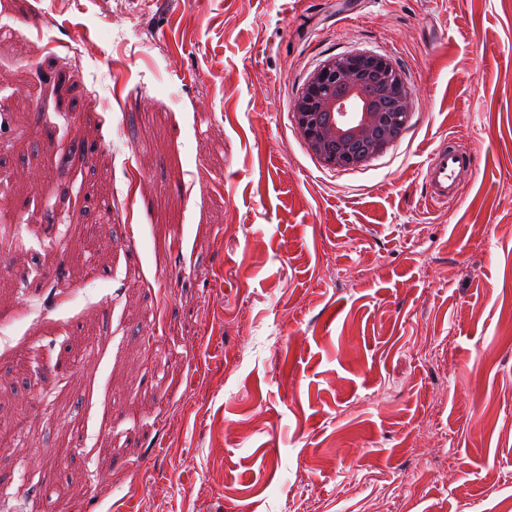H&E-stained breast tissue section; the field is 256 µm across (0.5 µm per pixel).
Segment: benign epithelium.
<instances>
[{"mask_svg": "<svg viewBox=\"0 0 512 512\" xmlns=\"http://www.w3.org/2000/svg\"><path fill=\"white\" fill-rule=\"evenodd\" d=\"M411 109V90L392 61L362 51L315 69L294 100L292 117L320 163L358 168L400 138Z\"/></svg>", "mask_w": 512, "mask_h": 512, "instance_id": "7a95c632", "label": "benign epithelium"}]
</instances>
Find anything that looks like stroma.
<instances>
[{
	"mask_svg": "<svg viewBox=\"0 0 512 512\" xmlns=\"http://www.w3.org/2000/svg\"><path fill=\"white\" fill-rule=\"evenodd\" d=\"M0 512H512V0H0ZM389 58L397 142L293 102ZM448 136L473 173L425 203ZM344 99L357 103L356 110L339 112ZM411 109V90L392 61L362 51L331 57L315 69L294 100L292 117L320 163L358 168L400 138ZM333 112L340 117L330 121Z\"/></svg>",
	"mask_w": 512,
	"mask_h": 512,
	"instance_id": "1",
	"label": "stroma"
}]
</instances>
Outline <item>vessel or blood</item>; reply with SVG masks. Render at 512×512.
<instances>
[{
	"label": "vessel or blood",
	"instance_id": "b4317fda",
	"mask_svg": "<svg viewBox=\"0 0 512 512\" xmlns=\"http://www.w3.org/2000/svg\"><path fill=\"white\" fill-rule=\"evenodd\" d=\"M471 168L470 154L457 149L454 141H441L428 154L422 171L430 202L442 204L455 198L461 175Z\"/></svg>",
	"mask_w": 512,
	"mask_h": 512
}]
</instances>
